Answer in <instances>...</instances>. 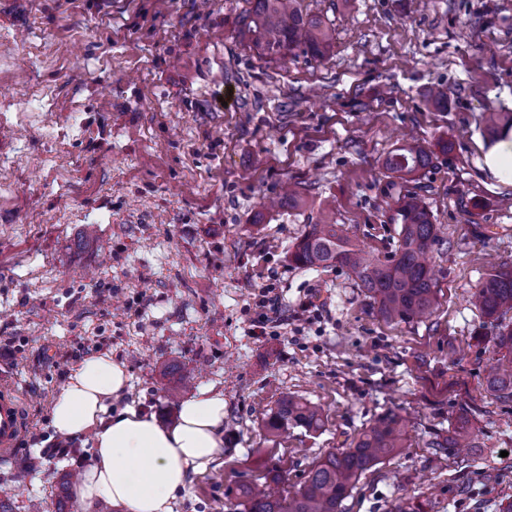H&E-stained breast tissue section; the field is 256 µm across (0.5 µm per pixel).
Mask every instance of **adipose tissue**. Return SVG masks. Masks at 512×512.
Masks as SVG:
<instances>
[{"mask_svg": "<svg viewBox=\"0 0 512 512\" xmlns=\"http://www.w3.org/2000/svg\"><path fill=\"white\" fill-rule=\"evenodd\" d=\"M483 167L512 185V129H503L483 154ZM124 366L111 356L86 358L55 398L52 426L59 437L92 438L96 460L77 487L83 512L109 502L123 512H172L190 471L204 468L224 446V397L209 390L184 401L172 425L122 400ZM120 403L109 413V403Z\"/></svg>", "mask_w": 512, "mask_h": 512, "instance_id": "1", "label": "adipose tissue"}]
</instances>
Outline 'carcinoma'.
I'll return each instance as SVG.
<instances>
[{
    "instance_id": "obj_1",
    "label": "carcinoma",
    "mask_w": 512,
    "mask_h": 512,
    "mask_svg": "<svg viewBox=\"0 0 512 512\" xmlns=\"http://www.w3.org/2000/svg\"><path fill=\"white\" fill-rule=\"evenodd\" d=\"M251 8L242 16L241 34L261 60L287 61L297 52L326 57L334 42V25L323 14H313L305 0H246ZM432 163V153L419 139H411L384 161L385 168L403 178L414 177ZM390 221L398 225V247L382 259L353 243L335 224H310L289 252V261L302 268L340 265L347 268L359 288L390 322L409 323L434 312L438 304L428 255L441 242L425 195L414 191L398 202ZM472 301L480 314L499 322L491 338L495 358L486 377V391L501 404L512 402V324L503 317L512 311V265L491 267ZM472 409L459 410L449 435H439L432 448H477L481 430L471 420ZM324 426L318 407L294 396L281 398L265 421L266 430L278 434L301 427L317 432ZM405 420L386 412L365 428L350 447L330 452L309 471L293 493L276 496L245 484L237 489L245 512H342L359 478L404 447Z\"/></svg>"
}]
</instances>
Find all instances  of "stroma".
<instances>
[{"label":"stroma","instance_id":"obj_1","mask_svg":"<svg viewBox=\"0 0 512 512\" xmlns=\"http://www.w3.org/2000/svg\"><path fill=\"white\" fill-rule=\"evenodd\" d=\"M305 2L335 25L330 54L267 63L238 30L245 0H0V362L24 419L0 462L13 512H55L63 475L93 464L86 436L75 455L43 453L53 400L92 354L124 364L125 403L163 423L170 393H223L224 446L173 512H231L238 484L274 465L295 491L390 409L405 446L344 512L512 498V403L485 391L492 348L472 335L494 329L470 303L489 262L512 264V186L479 166L489 114L512 116V0ZM407 134L433 153L414 181L383 166ZM420 183L446 239L425 321H385L344 267L289 261L310 224L393 254L389 216ZM287 184L299 203L265 211ZM463 195L483 208L464 213ZM267 288L279 312L254 337ZM286 395L319 405L322 431L269 435ZM465 402L480 447L431 449Z\"/></svg>","mask_w":512,"mask_h":512}]
</instances>
